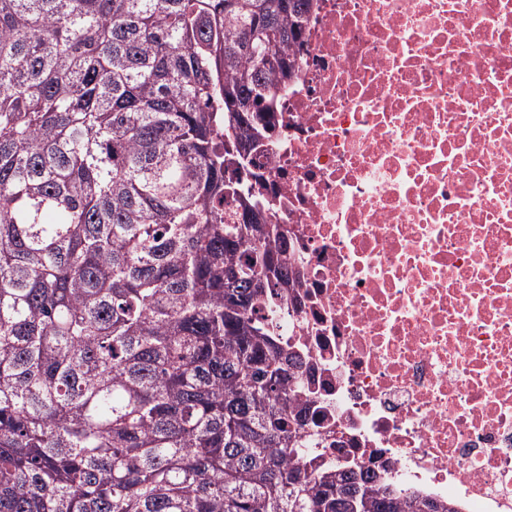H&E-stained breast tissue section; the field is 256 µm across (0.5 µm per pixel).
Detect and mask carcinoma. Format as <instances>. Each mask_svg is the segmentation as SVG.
<instances>
[{
    "label": "carcinoma",
    "mask_w": 512,
    "mask_h": 512,
    "mask_svg": "<svg viewBox=\"0 0 512 512\" xmlns=\"http://www.w3.org/2000/svg\"><path fill=\"white\" fill-rule=\"evenodd\" d=\"M311 0H0V512H424L314 464L266 146ZM265 280L267 287L254 283Z\"/></svg>",
    "instance_id": "1"
}]
</instances>
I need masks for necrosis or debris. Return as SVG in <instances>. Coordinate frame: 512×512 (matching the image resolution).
Listing matches in <instances>:
<instances>
[{"label": "necrosis or debris", "mask_w": 512, "mask_h": 512, "mask_svg": "<svg viewBox=\"0 0 512 512\" xmlns=\"http://www.w3.org/2000/svg\"><path fill=\"white\" fill-rule=\"evenodd\" d=\"M265 200L325 463L512 512V0H312Z\"/></svg>", "instance_id": "4bbe7bcc"}]
</instances>
